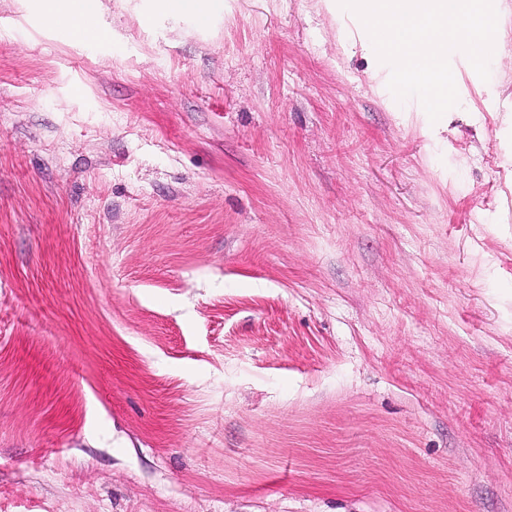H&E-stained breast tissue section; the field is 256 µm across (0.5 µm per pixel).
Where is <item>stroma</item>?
I'll use <instances>...</instances> for the list:
<instances>
[{
  "label": "stroma",
  "instance_id": "obj_1",
  "mask_svg": "<svg viewBox=\"0 0 512 512\" xmlns=\"http://www.w3.org/2000/svg\"><path fill=\"white\" fill-rule=\"evenodd\" d=\"M0 0V512H512V0L431 122L327 0ZM49 3L54 21L71 28L78 38L98 35V0H49Z\"/></svg>",
  "mask_w": 512,
  "mask_h": 512
}]
</instances>
